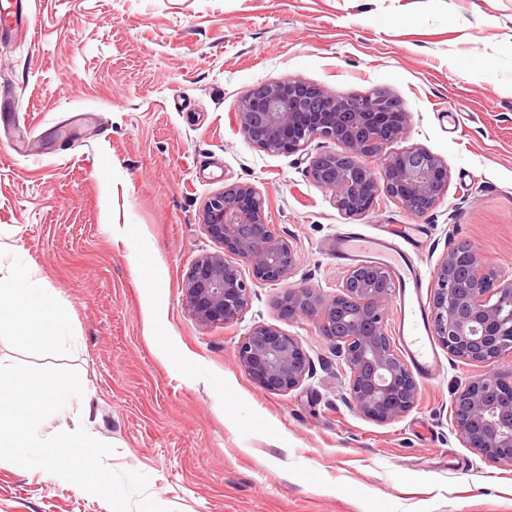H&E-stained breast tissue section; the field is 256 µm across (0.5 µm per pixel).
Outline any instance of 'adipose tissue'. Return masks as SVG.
<instances>
[{"mask_svg": "<svg viewBox=\"0 0 512 512\" xmlns=\"http://www.w3.org/2000/svg\"><path fill=\"white\" fill-rule=\"evenodd\" d=\"M1 302L10 305L15 317H41L44 322V339L51 346L59 345L66 332V316L53 308L47 289L39 281L16 272L6 277L0 276Z\"/></svg>", "mask_w": 512, "mask_h": 512, "instance_id": "1", "label": "adipose tissue"}]
</instances>
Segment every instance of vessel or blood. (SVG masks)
<instances>
[{"mask_svg": "<svg viewBox=\"0 0 512 512\" xmlns=\"http://www.w3.org/2000/svg\"><path fill=\"white\" fill-rule=\"evenodd\" d=\"M28 17L26 0H8L0 8V21L16 26ZM420 233L418 225H403L399 233L382 232L367 236L347 231L337 236L334 250L339 261L353 263L370 260L392 266L399 284L398 329L396 339L409 363L421 374L431 375L438 364L434 348L427 336L424 304L418 272L408 264L401 242H412Z\"/></svg>", "mask_w": 512, "mask_h": 512, "instance_id": "vessel-or-blood-1", "label": "vessel or blood"}]
</instances>
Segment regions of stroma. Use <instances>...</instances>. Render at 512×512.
<instances>
[{
  "label": "stroma",
  "instance_id": "1",
  "mask_svg": "<svg viewBox=\"0 0 512 512\" xmlns=\"http://www.w3.org/2000/svg\"><path fill=\"white\" fill-rule=\"evenodd\" d=\"M512 0H31L0 31V268L21 269L67 316L54 352L39 323L0 314V362L76 370L81 403L44 421L114 448L171 512H512V468L455 436L454 389L485 374L437 348L416 408L378 424L348 403L314 320L277 306L284 287L332 295L331 250L351 227L418 223L412 261L430 296L448 248L512 270ZM300 79L334 94L387 90L408 114L395 152L448 166L447 193L413 216L382 196L349 219L307 157L256 148L240 129L251 89ZM252 184L298 251L285 284L253 287L241 320L198 322L183 285L221 251L202 209ZM258 323L301 338L314 373L258 388L235 360ZM0 512H111L40 469L0 462Z\"/></svg>",
  "mask_w": 512,
  "mask_h": 512
}]
</instances>
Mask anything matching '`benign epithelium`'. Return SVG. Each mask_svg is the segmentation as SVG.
<instances>
[{
    "mask_svg": "<svg viewBox=\"0 0 512 512\" xmlns=\"http://www.w3.org/2000/svg\"><path fill=\"white\" fill-rule=\"evenodd\" d=\"M239 116L242 133L258 148L293 155L315 139L340 145V152L310 158L308 174L334 193L336 208L348 218L369 214L382 195L417 216L448 191L447 164L423 147L386 155L378 171L362 161L407 132V114L384 90L335 95L288 79L247 92ZM203 224L224 251L192 265L185 302L202 323L238 321L251 301L248 282L285 281L298 264L297 249L267 222L265 200L248 183L234 182L210 197ZM241 262L251 269L249 281ZM393 291L388 270L361 264L348 271L332 296L286 288L278 298L288 317L316 322L347 367L349 404L380 424L404 417L420 399L417 381L387 333L385 306ZM431 319L434 336L450 357L493 366L512 354V272L485 262L472 245L448 248L433 270ZM235 358L267 391L289 393L313 374L301 338L265 323L240 339ZM452 405L459 441L488 463L512 466V380L491 370L459 386Z\"/></svg>",
    "mask_w": 512,
    "mask_h": 512,
    "instance_id": "obj_1",
    "label": "benign epithelium"
}]
</instances>
